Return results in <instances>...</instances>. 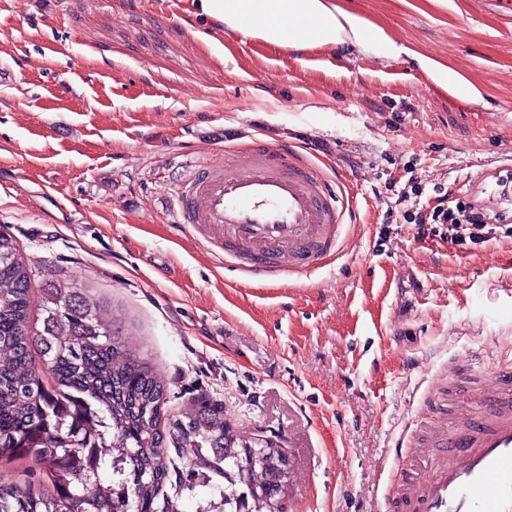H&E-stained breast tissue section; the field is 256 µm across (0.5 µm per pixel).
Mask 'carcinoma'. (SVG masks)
Here are the masks:
<instances>
[{
	"label": "carcinoma",
	"instance_id": "carcinoma-1",
	"mask_svg": "<svg viewBox=\"0 0 512 512\" xmlns=\"http://www.w3.org/2000/svg\"><path fill=\"white\" fill-rule=\"evenodd\" d=\"M29 259L0 233V459L32 457L47 492L0 479V512H282L288 459L195 408L167 414V389L112 331L110 310L61 277L41 288L33 327ZM41 363L36 364L34 353Z\"/></svg>",
	"mask_w": 512,
	"mask_h": 512
}]
</instances>
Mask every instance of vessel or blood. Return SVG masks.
<instances>
[{"instance_id": "obj_1", "label": "vessel or blood", "mask_w": 512, "mask_h": 512, "mask_svg": "<svg viewBox=\"0 0 512 512\" xmlns=\"http://www.w3.org/2000/svg\"><path fill=\"white\" fill-rule=\"evenodd\" d=\"M245 167L214 158L179 185L182 223L215 225L224 260L251 277L290 276L336 249L345 211L324 176L296 150L257 141ZM476 407L451 429L428 425L413 447H395L398 512H512V364L486 379L451 362L430 408L459 389Z\"/></svg>"}]
</instances>
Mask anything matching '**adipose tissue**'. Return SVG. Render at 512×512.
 <instances>
[{"label": "adipose tissue", "mask_w": 512, "mask_h": 512, "mask_svg": "<svg viewBox=\"0 0 512 512\" xmlns=\"http://www.w3.org/2000/svg\"><path fill=\"white\" fill-rule=\"evenodd\" d=\"M191 10L277 47L332 50L349 45L393 56L402 51L385 29L336 6L334 0H191Z\"/></svg>", "instance_id": "ef3b65f1"}]
</instances>
